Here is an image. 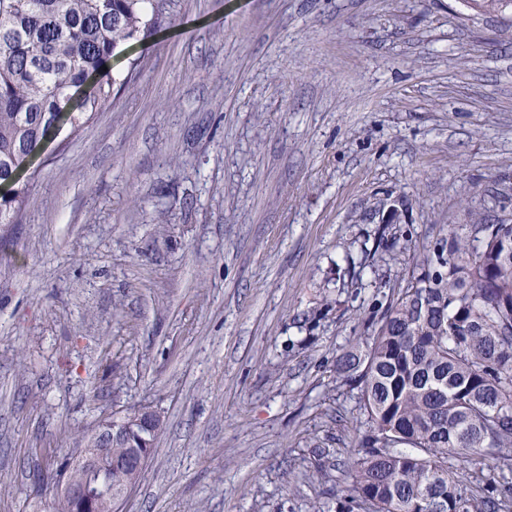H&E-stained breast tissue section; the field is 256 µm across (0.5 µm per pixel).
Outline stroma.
<instances>
[{
  "label": "stroma",
  "instance_id": "1",
  "mask_svg": "<svg viewBox=\"0 0 512 512\" xmlns=\"http://www.w3.org/2000/svg\"><path fill=\"white\" fill-rule=\"evenodd\" d=\"M0 224V512L101 418L123 512H335L339 358L451 224L512 223V21L468 0H165ZM137 70H130V61ZM149 409V407H140L138 409H134L127 415V417H125V419H132L134 421L147 420L149 417L150 429L137 425L139 427V433H142L144 437L140 436V434H134V437L149 444V448H147L148 445L144 444L141 440H138V446L133 444L132 432L134 430V422L126 420L115 421L112 420V417L103 418L99 420L91 430L89 447L93 448H90L89 453L84 454L81 459L82 469H86L91 473L84 472L81 469H75L74 474L76 479L89 483L93 479L95 480V475L92 473L103 470L108 466V463H111L112 466V460L113 462L121 461L129 457L131 452L129 443L125 441L112 443L117 438H125L132 443L131 445L134 448V452L128 458L129 466L134 467L135 469L143 467L149 458L151 448H153L152 452L154 451L155 440L161 422L160 415L157 414L156 411H154L151 416L148 415L147 410ZM110 448L112 458L109 455Z\"/></svg>",
  "mask_w": 512,
  "mask_h": 512
}]
</instances>
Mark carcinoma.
<instances>
[{"instance_id":"carcinoma-1","label":"carcinoma","mask_w":512,"mask_h":512,"mask_svg":"<svg viewBox=\"0 0 512 512\" xmlns=\"http://www.w3.org/2000/svg\"><path fill=\"white\" fill-rule=\"evenodd\" d=\"M174 25L161 0H0V224L62 134L115 103L112 57ZM339 372L369 430L336 512L512 508V224H450ZM155 445L160 415H127ZM480 465L475 482L454 463Z\"/></svg>"}]
</instances>
